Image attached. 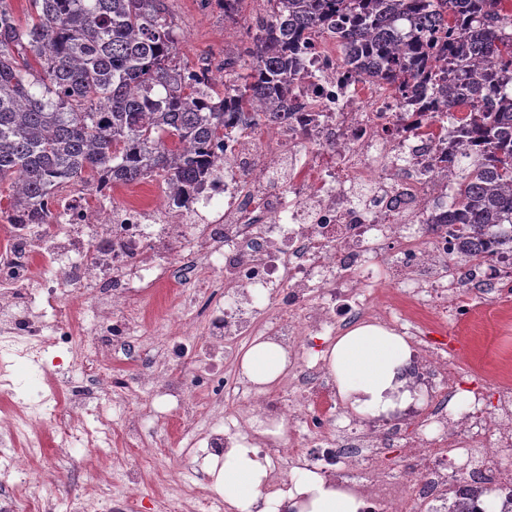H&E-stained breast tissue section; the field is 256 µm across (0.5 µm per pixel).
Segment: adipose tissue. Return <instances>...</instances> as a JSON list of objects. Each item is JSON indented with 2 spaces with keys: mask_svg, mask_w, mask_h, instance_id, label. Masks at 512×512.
<instances>
[{
  "mask_svg": "<svg viewBox=\"0 0 512 512\" xmlns=\"http://www.w3.org/2000/svg\"><path fill=\"white\" fill-rule=\"evenodd\" d=\"M410 355L407 337L362 323L339 336L323 357L343 407L360 416L378 417L412 402L402 376ZM287 366L286 353L272 343L255 344L242 356L246 376L260 385L276 381ZM268 466V459L260 457L254 446L234 448L218 475L225 499L240 512H360V499L310 471L301 472L289 491L264 493Z\"/></svg>",
  "mask_w": 512,
  "mask_h": 512,
  "instance_id": "1",
  "label": "adipose tissue"
}]
</instances>
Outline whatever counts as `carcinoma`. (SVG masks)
<instances>
[{
	"label": "carcinoma",
	"mask_w": 512,
	"mask_h": 512,
	"mask_svg": "<svg viewBox=\"0 0 512 512\" xmlns=\"http://www.w3.org/2000/svg\"><path fill=\"white\" fill-rule=\"evenodd\" d=\"M0 0V213L66 188L158 177L179 204L210 179L233 128L288 119L301 54L328 36L355 82L436 89L423 130L454 184L446 223L468 267L512 245V14L503 0H264L219 69L179 57L168 0ZM218 4L235 20L245 0ZM448 143V149L441 144Z\"/></svg>",
	"instance_id": "obj_1"
}]
</instances>
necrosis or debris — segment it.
Listing matches in <instances>:
<instances>
[{
    "label": "necrosis or debris",
    "mask_w": 512,
    "mask_h": 512,
    "mask_svg": "<svg viewBox=\"0 0 512 512\" xmlns=\"http://www.w3.org/2000/svg\"><path fill=\"white\" fill-rule=\"evenodd\" d=\"M293 98L303 109L287 123L225 138L223 162L189 206L176 207L164 189L149 203L121 204L112 190L77 187L49 204L44 220L6 224L0 394L10 395L20 360L51 385L0 417V445L28 450L0 458L7 478L0 512H56L65 471L52 462L34 472L29 464L43 457L46 431L61 457L85 438L98 448L111 444V425L82 426L90 403L127 406V442L139 459L156 458L161 445L146 423L162 398L175 402L187 426L204 424L206 452L219 458L257 423H287V437L259 443L274 464L269 493L287 490L292 471L305 470L348 487L363 512H450L458 502L484 512L490 494L498 512H512V370L498 368L494 410L479 390L468 409H458L462 363L416 317L426 310L464 316L461 283L448 263L458 245L453 225H439L422 245L411 234L414 224L448 212V180L421 134L434 120L430 107L422 99L402 106L383 90L358 94L349 68L321 47L305 59ZM161 282L177 283L176 310L150 331L141 300ZM388 282L403 285L411 310L381 301ZM360 322L405 328L414 347L412 386L426 396L423 407L382 427L341 408L326 366L308 354L312 337L333 338ZM103 327L112 332L105 346L92 340ZM156 335L166 343L136 385L104 368L117 355H139ZM261 341L288 355L271 391L239 366L241 347ZM61 346L80 380L46 372V357ZM186 359L212 381L223 425L208 419L190 384L168 374ZM51 401L58 406L52 415ZM394 453L413 463L418 479L397 476L388 464ZM189 498L202 512H237L206 484L174 479L156 498V512H183Z\"/></svg>",
    "instance_id": "1"
}]
</instances>
